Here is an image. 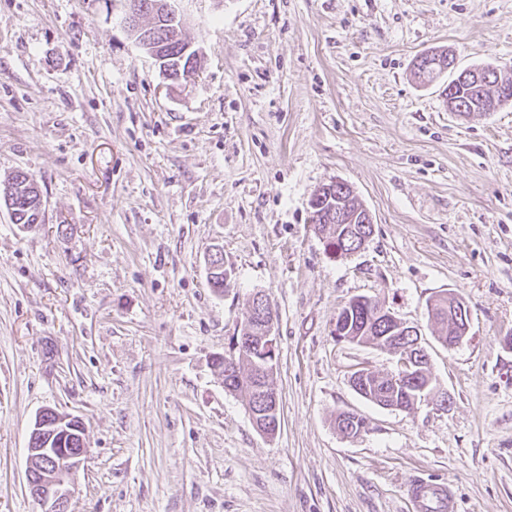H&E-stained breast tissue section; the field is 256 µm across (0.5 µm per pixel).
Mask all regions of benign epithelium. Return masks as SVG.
<instances>
[{
  "instance_id": "benign-epithelium-1",
  "label": "benign epithelium",
  "mask_w": 512,
  "mask_h": 512,
  "mask_svg": "<svg viewBox=\"0 0 512 512\" xmlns=\"http://www.w3.org/2000/svg\"><path fill=\"white\" fill-rule=\"evenodd\" d=\"M125 20L132 32L134 25L145 7L140 0H124ZM183 56L188 58L185 70L179 73V79L189 83L197 74L198 52L186 45ZM364 224H355L356 216L345 208L337 210L336 220L341 222L339 229L343 238L367 240L364 236L365 225L373 223L369 210H364ZM376 316L397 324L399 335L403 339L390 347L397 370L391 377V384L398 390L408 385L412 372L420 364L429 361L428 354L421 345V333L418 327L404 322L385 309H378ZM250 326L245 329L247 335L234 338L233 350L240 354L250 353L257 357L258 377L252 384L251 393L242 397L256 429L268 436L275 435L280 427L281 410L277 392L263 385L264 377L271 374L277 362V337L274 331V313L267 295L256 293L252 297ZM82 448H28L27 480L32 496L44 504L50 505L48 512H67L72 496V479L76 476L81 463Z\"/></svg>"
}]
</instances>
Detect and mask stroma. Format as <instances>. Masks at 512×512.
<instances>
[{"instance_id": "1", "label": "stroma", "mask_w": 512, "mask_h": 512, "mask_svg": "<svg viewBox=\"0 0 512 512\" xmlns=\"http://www.w3.org/2000/svg\"><path fill=\"white\" fill-rule=\"evenodd\" d=\"M201 66L163 78L120 0H0V181L26 171L45 222L0 206V512L27 488L34 421L85 427L69 512H407L418 477L458 512H512V102L458 116L413 65H512V0H179ZM373 216L329 255L321 185ZM221 249L231 286L216 294ZM268 295L281 406L259 433L212 365ZM471 328L446 347L427 304ZM366 296L419 327L448 409L379 407L354 366L392 354L337 341ZM362 416L356 437L339 413ZM430 53L432 54H429V52L423 54L422 56H420V58L417 60V63L415 65V76L418 78V79H421L422 81H428V82H432L434 79L440 77V75L444 74V73H447L448 72V52L447 51H441V52H435L434 51H431ZM445 54V61L446 63L444 64L443 68L442 66L437 63V64H433L431 65L430 63L436 61V56L439 55V57H443V55ZM428 63V64H426ZM444 69H447V70H444Z\"/></svg>"}]
</instances>
